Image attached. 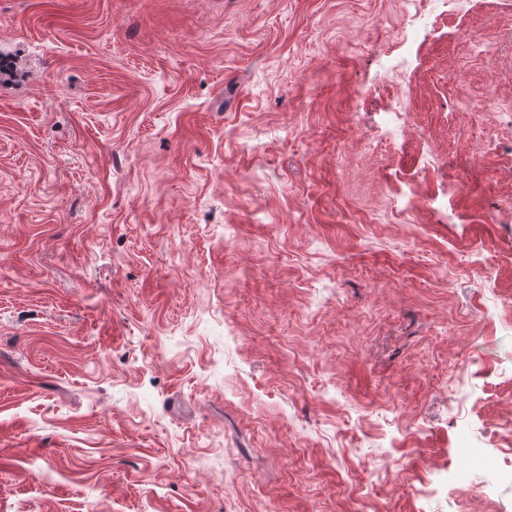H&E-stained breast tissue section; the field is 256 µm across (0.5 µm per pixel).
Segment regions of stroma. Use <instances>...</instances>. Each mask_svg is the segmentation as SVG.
I'll return each instance as SVG.
<instances>
[{"mask_svg": "<svg viewBox=\"0 0 512 512\" xmlns=\"http://www.w3.org/2000/svg\"><path fill=\"white\" fill-rule=\"evenodd\" d=\"M1 56L0 512H512V0H0Z\"/></svg>", "mask_w": 512, "mask_h": 512, "instance_id": "1", "label": "stroma"}]
</instances>
